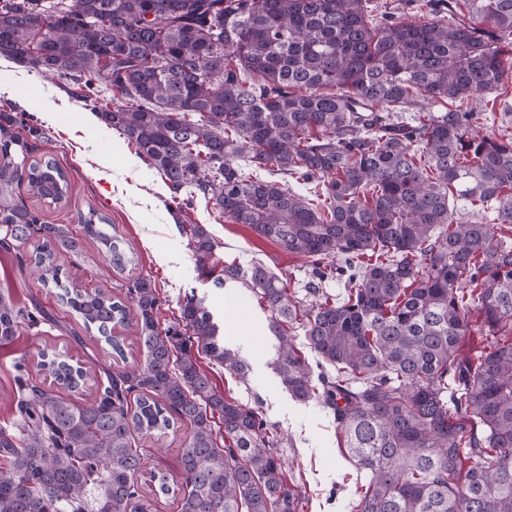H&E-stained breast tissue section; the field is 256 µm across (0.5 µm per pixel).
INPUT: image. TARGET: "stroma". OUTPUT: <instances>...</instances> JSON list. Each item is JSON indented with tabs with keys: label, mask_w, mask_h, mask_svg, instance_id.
I'll list each match as a JSON object with an SVG mask.
<instances>
[{
	"label": "stroma",
	"mask_w": 512,
	"mask_h": 512,
	"mask_svg": "<svg viewBox=\"0 0 512 512\" xmlns=\"http://www.w3.org/2000/svg\"><path fill=\"white\" fill-rule=\"evenodd\" d=\"M0 84L10 93L0 94V105L12 102L40 118L46 132L33 157L52 160L70 179L67 202L51 204L31 195L26 185L16 189L18 198L38 211L44 223L78 226L89 210L106 217L127 252L133 267L117 273L95 243H85L81 254L62 260L63 273L80 288L104 291L124 298L131 282L140 276L155 280L163 301L162 317L171 321L185 294L206 298L222 326H234V335L224 345L250 365L248 383L237 382L213 361H204L215 384L240 403L261 408L266 420L283 437L278 450L287 470L293 473L305 495L302 512H352L351 491L360 474L343 454V439L327 412L315 403H300L282 386L273 365L278 341L268 327V312L240 284L224 289L200 276L186 238L179 231L167 202L170 192L160 175L128 148L122 136L106 129L89 107L59 88L56 81L0 59ZM512 82L480 100L481 126L490 135L512 134ZM52 119H44V108ZM194 223L205 225L219 245L218 254L227 263L249 266L260 261L286 275L296 291H304L310 276L303 259L274 243L258 238L248 227L222 218L213 207L197 202L190 214ZM0 289L11 290L22 306L38 303L49 314L48 322L22 329L10 345L0 346V429L13 430L19 421L15 411V364L35 366L41 349L62 355L70 362L90 363L91 369L77 393L86 400L96 395L105 371L134 369L144 353L137 344L134 326L119 328L125 338L123 356H116L97 332L86 330L79 317L56 296L55 289L25 286L14 254L0 250ZM184 431L154 434L139 442L145 468L137 482L141 494L152 504L150 512H177L172 496L158 493L157 476L180 484L179 451Z\"/></svg>",
	"instance_id": "obj_1"
}]
</instances>
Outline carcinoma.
Here are the masks:
<instances>
[{
    "instance_id": "carcinoma-1",
    "label": "carcinoma",
    "mask_w": 512,
    "mask_h": 512,
    "mask_svg": "<svg viewBox=\"0 0 512 512\" xmlns=\"http://www.w3.org/2000/svg\"><path fill=\"white\" fill-rule=\"evenodd\" d=\"M370 2L0 0V58L57 80L164 178L200 273L220 258L205 226L187 223L199 196L306 261L309 302L263 263L226 264L215 285L238 282L265 303L282 384L333 414L363 474L354 512H512V137L480 134L479 112L464 107L512 79V0H426L446 22L375 17ZM42 138L26 113L0 109V155L14 158L0 165V249L119 356L114 330L133 307L145 358L82 402L16 364L0 512H149L136 436L183 425L182 485L158 477L178 512H300L280 432L199 364L203 353L248 381L204 299L185 296L164 325L147 276L125 302L61 277L59 260L84 239L116 272L133 259L97 211L75 233L15 199L22 182L51 204L69 194L53 161H29ZM329 282L343 292H324ZM473 310L488 345L462 357ZM45 320L0 291V346ZM39 357L61 385L86 377L56 353Z\"/></svg>"
}]
</instances>
